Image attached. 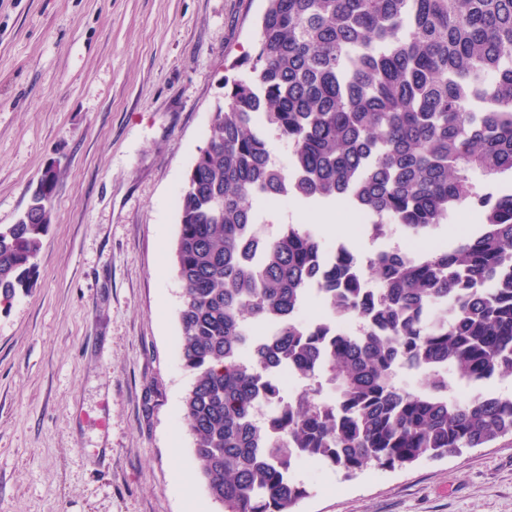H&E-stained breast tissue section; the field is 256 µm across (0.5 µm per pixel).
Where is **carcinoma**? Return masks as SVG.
<instances>
[{"instance_id":"cac0c4a2","label":"carcinoma","mask_w":512,"mask_h":512,"mask_svg":"<svg viewBox=\"0 0 512 512\" xmlns=\"http://www.w3.org/2000/svg\"><path fill=\"white\" fill-rule=\"evenodd\" d=\"M224 107L181 190L175 260L183 285V410L210 497L224 512H296L300 460L348 478L460 454L512 434V397L479 391L512 375V0H266L247 73L224 78ZM290 147L284 169L270 136ZM57 178L46 168L27 210L0 225V305L33 288ZM341 200L423 236L463 205L482 232L417 261L370 259L364 287L346 250L328 265L318 235L284 224L257 237L255 199ZM321 277L327 318L297 312ZM428 308L446 315L427 325ZM356 318L364 336L336 319ZM279 325L274 336L261 330ZM425 378L396 384L399 360ZM302 382L284 400L266 378ZM470 387L448 394V375ZM275 405L254 417L258 396Z\"/></svg>"}]
</instances>
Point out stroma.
Returning <instances> with one entry per match:
<instances>
[{
	"label": "stroma",
	"mask_w": 512,
	"mask_h": 512,
	"mask_svg": "<svg viewBox=\"0 0 512 512\" xmlns=\"http://www.w3.org/2000/svg\"><path fill=\"white\" fill-rule=\"evenodd\" d=\"M264 0H0V225L58 177L32 290L0 309V512H223L192 452L179 359L176 199L256 53ZM295 211L325 250L392 248ZM184 472L192 493L175 481ZM298 512H512V436L355 477L299 462Z\"/></svg>",
	"instance_id": "obj_1"
}]
</instances>
